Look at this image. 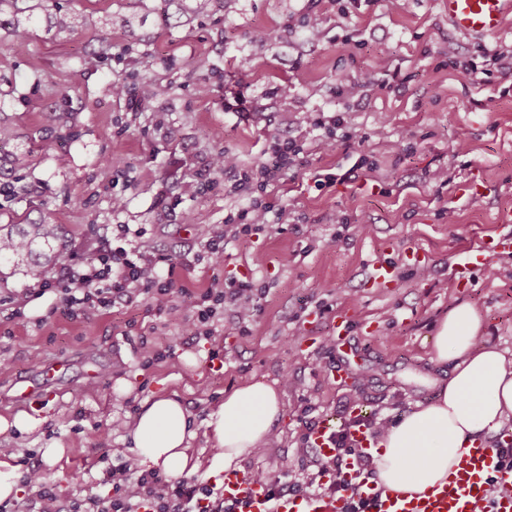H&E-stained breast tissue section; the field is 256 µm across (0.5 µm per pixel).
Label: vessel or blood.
I'll use <instances>...</instances> for the list:
<instances>
[{"mask_svg":"<svg viewBox=\"0 0 512 512\" xmlns=\"http://www.w3.org/2000/svg\"><path fill=\"white\" fill-rule=\"evenodd\" d=\"M448 21L461 35L479 38L498 33L506 15L512 13V0H445ZM512 246L511 238L483 241L468 251L457 264L464 272L481 266L490 253ZM508 486L505 494L494 493V485ZM225 499L240 501L242 512H351L347 495L317 492L287 495L268 500L264 492L249 484L239 473L225 474ZM363 512H512V467L502 463L496 452L478 443L450 472L444 483L412 498L377 490L364 494Z\"/></svg>","mask_w":512,"mask_h":512,"instance_id":"vessel-or-blood-1","label":"vessel or blood"}]
</instances>
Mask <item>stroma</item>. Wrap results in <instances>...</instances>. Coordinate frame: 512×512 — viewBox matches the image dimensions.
<instances>
[{
    "label": "stroma",
    "mask_w": 512,
    "mask_h": 512,
    "mask_svg": "<svg viewBox=\"0 0 512 512\" xmlns=\"http://www.w3.org/2000/svg\"><path fill=\"white\" fill-rule=\"evenodd\" d=\"M49 5L21 47L14 16L0 14V119L14 128L0 152V224L46 217L60 227L61 262L79 264L118 224L160 252L202 253L228 213L266 192L292 219L229 240L223 266L175 267L190 302L232 278L256 288L258 313L242 327L225 311L215 341L189 340L184 320L135 305L70 316L58 294L35 291L39 268L1 260L0 298H28L20 319L0 325V414L34 409L43 420L0 435V460L16 474L38 468L66 512L112 496V467L130 455L127 425L163 388L191 413V454L209 461L213 408L262 378L276 383L284 413L275 444L240 468L303 483L308 424H344L353 397L367 419L395 420L434 396L430 338L456 301L476 304L487 341L512 359V250L465 286L452 269L483 235L512 234L499 221L512 214V70L492 67L476 83L460 69L512 43V15L497 34L468 38L449 24L445 0H406L399 11L386 0H212L185 15L161 0ZM58 10L80 25L56 33L48 19ZM313 13L323 20L316 39L306 36ZM362 73L373 78L364 96H341L340 78ZM118 83L124 96L113 94ZM239 93L242 112L228 107ZM313 112L345 117L334 146L309 124ZM270 134L302 148L284 179L264 189L260 177L241 185L219 173L183 195L218 151L255 168ZM316 172L329 182L315 184ZM379 262L395 266L385 287L370 282ZM143 335L160 353L149 366L134 347ZM125 382L131 393H119ZM52 445L66 450L55 464L43 457Z\"/></svg>",
    "instance_id": "1"
}]
</instances>
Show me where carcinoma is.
I'll list each match as a JSON object with an SVG mask.
<instances>
[{
  "instance_id": "cac0c4a2",
  "label": "carcinoma",
  "mask_w": 512,
  "mask_h": 512,
  "mask_svg": "<svg viewBox=\"0 0 512 512\" xmlns=\"http://www.w3.org/2000/svg\"><path fill=\"white\" fill-rule=\"evenodd\" d=\"M58 240L56 224H1L0 258L11 259L18 265L41 258L48 264L59 255Z\"/></svg>"
}]
</instances>
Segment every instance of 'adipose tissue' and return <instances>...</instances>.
Returning <instances> with one entry per match:
<instances>
[{
    "instance_id": "obj_1",
    "label": "adipose tissue",
    "mask_w": 512,
    "mask_h": 512,
    "mask_svg": "<svg viewBox=\"0 0 512 512\" xmlns=\"http://www.w3.org/2000/svg\"><path fill=\"white\" fill-rule=\"evenodd\" d=\"M484 320L471 303L454 305L432 338L434 367H448L433 381L435 396L416 403L379 436L373 456L377 484L413 496L447 479L488 435L512 421V362L484 338ZM273 383L254 380L225 395L211 413L208 434L217 452L209 466L190 453L195 432L178 393L158 391L144 400L128 434L139 464L179 476L206 469L216 477L264 445L282 415Z\"/></svg>"
}]
</instances>
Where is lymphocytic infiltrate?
<instances>
[{"mask_svg": "<svg viewBox=\"0 0 512 512\" xmlns=\"http://www.w3.org/2000/svg\"><path fill=\"white\" fill-rule=\"evenodd\" d=\"M288 221V208L263 199L250 200L237 214L224 218V228L205 244V256L213 266L224 263V243L227 238L248 235L265 229L270 222ZM195 259L183 253L171 257L155 248L135 243L111 246L80 265L66 264L59 270L41 275L37 286L41 292L61 294L73 316L90 318L96 312L114 304H145L155 316L180 317L203 325L204 333L216 335L214 319L224 305L234 307L239 320H246L257 311L256 293L251 282L232 280L217 285L191 304L180 301L172 279L162 277L161 266H190ZM353 403L343 407L350 420L337 431L335 453L321 460L318 477L327 481L328 490L357 497L365 481L376 474L371 453L357 448L351 432L366 426L370 437H377L386 427V420L361 423L353 416ZM115 494L108 499H91L92 512H236L235 504L226 502L221 492L212 486L187 477H166L141 470L132 459L122 461L112 470Z\"/></svg>", "mask_w": 512, "mask_h": 512, "instance_id": "lymphocytic-infiltrate-1", "label": "lymphocytic infiltrate"}]
</instances>
